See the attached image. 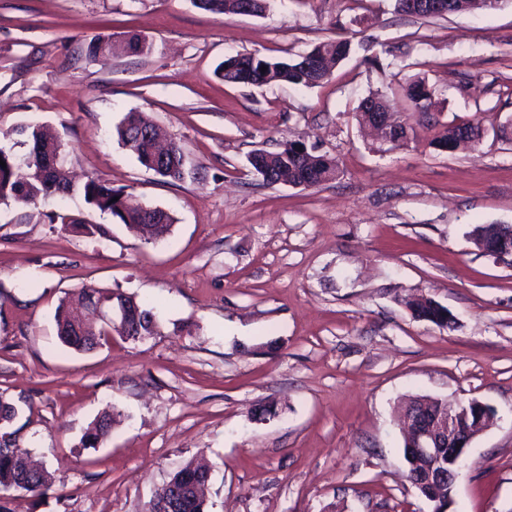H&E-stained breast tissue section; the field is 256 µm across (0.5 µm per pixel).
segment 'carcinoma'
<instances>
[{
    "mask_svg": "<svg viewBox=\"0 0 512 512\" xmlns=\"http://www.w3.org/2000/svg\"><path fill=\"white\" fill-rule=\"evenodd\" d=\"M499 0H450L448 13L466 14L491 8ZM237 0H201L199 7L214 14H235ZM88 53L103 60L112 56V39L95 37L91 39ZM309 53L317 56V69L307 73L300 68L301 60H275L261 56L253 57V68L249 73L238 69L237 57L224 60L217 68V75L228 84L265 85L273 82L292 85L315 86L327 80L338 63L351 53V42L347 39H328L314 45ZM402 94L415 106L427 107L430 104V92L423 79L409 82L402 87ZM151 122L141 112H128L116 128L118 141L136 156L141 164L151 157L164 160L163 167L156 174L169 182H179L185 178V155L180 144L174 140L151 138L140 142L134 141L139 128L148 127ZM482 123L467 122L450 125L436 138L432 145L439 149L453 152L461 146L480 144ZM19 135L23 137L20 145L28 147L24 157L27 173L23 176L17 172V156L0 148V160L6 166H0V202L12 201L18 205H34L40 199L54 195H63L80 191L85 201L102 213H108L119 219L133 232L147 231L156 239H161L170 232L174 218L169 212L160 208L132 206L126 202L124 190L112 187V182L97 176H89L80 186H75L65 168L62 158L63 144L58 139L44 136L37 124L20 126L3 133L5 137ZM256 170V176L266 184H274L280 178L292 182L302 179L309 185L317 186L335 179L338 163L326 155L307 152L300 154L294 148L281 149L277 152L265 151L254 156L250 162ZM72 232L85 237L106 234L101 224L73 219L69 221ZM502 229L495 224H484L475 227L472 233L473 242L480 249L488 248L491 240L501 236ZM134 299L119 290L83 286L66 294L58 303L55 314L56 335L59 341L76 351L92 350V346H103L112 336V327L99 322H90L88 335L92 336V345L80 347L71 340L73 323L71 317L75 311L93 314L99 309L108 310L121 299ZM140 309V322L143 333L148 336L156 334L158 322L154 307L145 300L136 301ZM19 406L11 399L0 395V491L11 489L23 490L34 496L45 495L52 487V475L42 470L30 472L25 468L28 452L19 447L13 434L6 431L17 419ZM111 417L105 411L82 435L83 446L96 447L108 433L104 421ZM403 462L408 468L409 476L421 478L431 469V462L416 460L403 454Z\"/></svg>",
    "mask_w": 512,
    "mask_h": 512,
    "instance_id": "obj_1",
    "label": "carcinoma"
}]
</instances>
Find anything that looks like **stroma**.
I'll return each instance as SVG.
<instances>
[{"label": "stroma", "mask_w": 512, "mask_h": 512, "mask_svg": "<svg viewBox=\"0 0 512 512\" xmlns=\"http://www.w3.org/2000/svg\"><path fill=\"white\" fill-rule=\"evenodd\" d=\"M143 54L88 55L95 36ZM352 43L312 87L227 84L224 59L293 60ZM425 79L429 110L400 89ZM407 127L399 145L359 124L369 96ZM178 141L187 175L168 184L119 143L127 112ZM486 129L453 153L442 126ZM42 124L76 175L169 212L145 241L83 196L0 204V393L21 408V447L53 477L10 512H145L183 463L210 467L206 512H433L402 462L405 395L476 400L493 424L471 442L450 512H512V267L481 253L479 224L512 225V0L475 14L405 16L395 0H270L265 15L214 14L195 0H0V128ZM300 142L335 158V180L262 184L257 149ZM104 225L86 238L44 214ZM85 285L150 300L140 342L79 352L54 321ZM431 297L451 326L411 316ZM276 413L258 419V405ZM106 410L105 440L82 447Z\"/></svg>", "instance_id": "obj_1"}]
</instances>
